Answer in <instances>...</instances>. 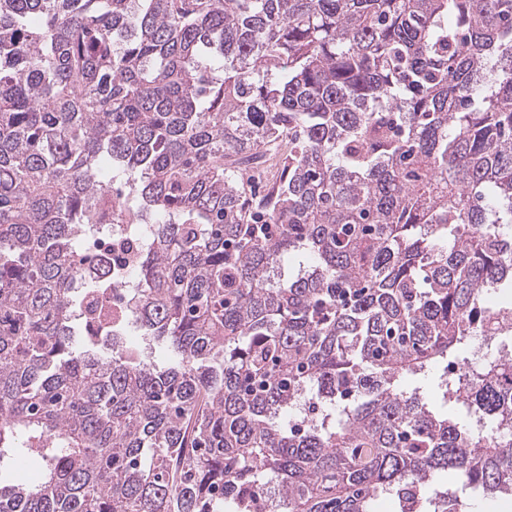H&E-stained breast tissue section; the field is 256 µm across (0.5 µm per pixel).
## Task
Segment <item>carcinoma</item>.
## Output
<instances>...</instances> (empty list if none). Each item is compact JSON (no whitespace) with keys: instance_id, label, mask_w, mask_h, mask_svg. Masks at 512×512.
Returning a JSON list of instances; mask_svg holds the SVG:
<instances>
[{"instance_id":"carcinoma-1","label":"carcinoma","mask_w":512,"mask_h":512,"mask_svg":"<svg viewBox=\"0 0 512 512\" xmlns=\"http://www.w3.org/2000/svg\"><path fill=\"white\" fill-rule=\"evenodd\" d=\"M116 208L152 229L104 310L77 238ZM510 255L512 0H0V461L43 463L0 512L511 494L512 338L475 406L408 385Z\"/></svg>"}]
</instances>
